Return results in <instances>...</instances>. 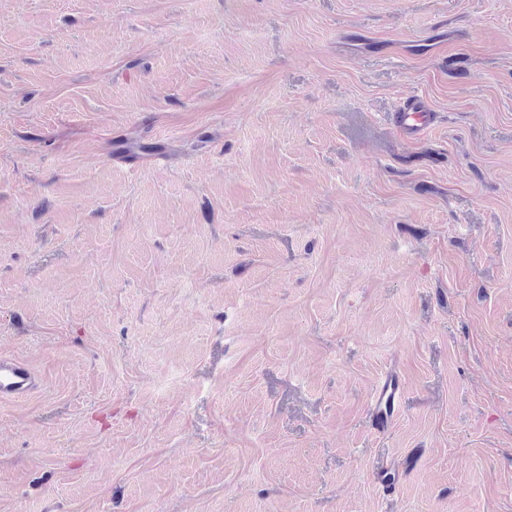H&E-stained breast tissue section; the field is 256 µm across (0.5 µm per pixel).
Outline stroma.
I'll return each instance as SVG.
<instances>
[{
    "label": "stroma",
    "instance_id": "stroma-1",
    "mask_svg": "<svg viewBox=\"0 0 512 512\" xmlns=\"http://www.w3.org/2000/svg\"><path fill=\"white\" fill-rule=\"evenodd\" d=\"M1 353L0 512H512V0H0ZM432 119L433 111L427 101L413 95L395 112L393 126L401 137L413 139L422 136L431 127ZM38 387L39 378L28 362L0 355V401L26 399ZM403 389L398 377L388 374L375 387L372 396L373 419L378 429L388 426L396 416Z\"/></svg>",
    "mask_w": 512,
    "mask_h": 512
}]
</instances>
